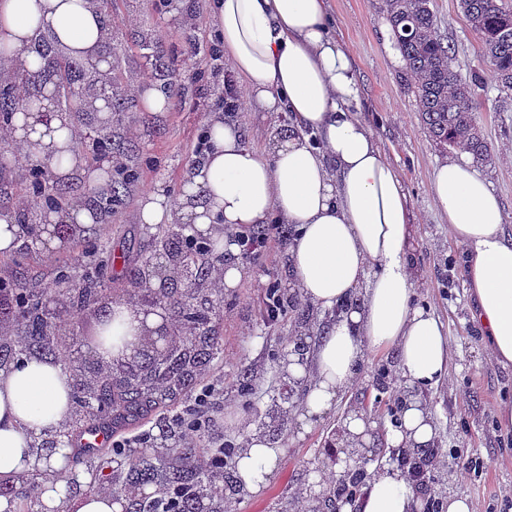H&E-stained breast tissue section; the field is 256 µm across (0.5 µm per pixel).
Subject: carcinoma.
Instances as JSON below:
<instances>
[{"label": "carcinoma", "instance_id": "cac0c4a2", "mask_svg": "<svg viewBox=\"0 0 512 512\" xmlns=\"http://www.w3.org/2000/svg\"><path fill=\"white\" fill-rule=\"evenodd\" d=\"M387 21L401 53L405 75L413 82L420 106V116L430 137L443 150L458 149L483 161L490 154L474 113L476 98L483 90V77L478 73L462 75L455 65L454 45L441 34L433 9V0H383ZM470 29L477 35L481 53L493 70L499 90L512 94V8L503 0H459ZM35 52L45 61L40 77L26 69H16L7 82L0 81V124L7 125L17 105L16 89L31 88L46 82L57 91L61 107L72 110L69 118L88 133L80 149L86 165L93 169L105 153H112V124L99 128L89 103L105 79L119 89L114 110L123 112L127 78L121 67L103 74L93 59H76L63 54L53 39L42 35L34 40ZM137 179L134 168L122 164L110 176L107 187L99 192L98 206L112 212V202L126 192ZM41 177L31 170L11 182L9 198L30 200L25 210L0 203V215L9 214L19 226L14 256L27 255L39 239V210L33 203ZM63 243H76L96 237L98 243L86 254L82 265V284L62 294L60 304L74 310L101 309L97 329L85 336L93 349L106 347L103 330L114 321L112 308L103 303L112 292L105 270L112 265L100 233L94 228L75 224L58 225ZM145 235L150 254L135 262L121 292L127 299H140L147 307L163 303L168 316V343L161 349L153 337L137 338V354L133 358H112V366L86 370V358L77 348L71 330L57 323L55 309L45 291L21 275L0 281V307L7 306L11 321L0 319V334L10 335L18 326L21 336L0 341V368L16 364L36 353L53 354L59 349L71 352L69 376L73 387L75 416L72 427H81L83 418H101L116 424L145 419L170 408L187 397L200 377V371L221 357L219 329L223 323L224 287L213 281L211 263L221 258L224 229L216 228L209 241L190 237L177 224H147ZM284 306L297 312L298 324L310 329L313 315L300 307L298 296L284 301ZM241 449L223 443L210 449L218 458L207 471L197 466V448L184 444L176 431L160 430V449L149 456L136 453L123 470L105 486L90 485L101 495L123 500L124 512H222L224 499L243 493L237 473ZM395 464L427 467L428 451L423 448H397ZM371 474L353 471L339 482L319 493L311 512H325L338 497L359 498L366 493ZM26 478L0 483V498L15 505L14 512H51L30 492Z\"/></svg>", "mask_w": 512, "mask_h": 512}]
</instances>
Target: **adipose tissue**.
<instances>
[{"label": "adipose tissue", "mask_w": 512, "mask_h": 512, "mask_svg": "<svg viewBox=\"0 0 512 512\" xmlns=\"http://www.w3.org/2000/svg\"><path fill=\"white\" fill-rule=\"evenodd\" d=\"M224 57L245 85L251 103L287 112L295 127L318 138L276 142L261 152L244 140L239 122L215 121L211 149L177 199L152 192L141 219L167 224L173 217L203 231L267 223L279 216L295 225L289 255L303 296L324 310H340L322 329L312 368L290 363L293 377L309 378L306 415L326 411L357 379L368 352L395 351L411 386L437 383L448 372L450 349L438 318L413 303L408 262L409 197L397 168L382 154L368 124L354 112L359 87L351 53L327 29V0H216ZM97 0H0V45L27 69L42 33L73 58L93 55L104 35ZM77 129L60 118L36 126L20 145L32 160L67 151L57 175L80 165ZM432 191L462 246L473 318L486 337L489 357L512 367V233L489 182L462 158L438 165ZM360 306L346 302L359 285ZM71 379L61 363L32 358L0 369V478L44 466L63 468L62 450L35 447L34 437L56 430L72 409ZM427 407L408 400L392 445L432 443ZM282 448L250 439L238 459L246 488L262 491L283 460ZM412 492L402 472L374 477L359 512H411Z\"/></svg>", "instance_id": "ef3b65f1"}]
</instances>
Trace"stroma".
<instances>
[{"mask_svg": "<svg viewBox=\"0 0 512 512\" xmlns=\"http://www.w3.org/2000/svg\"><path fill=\"white\" fill-rule=\"evenodd\" d=\"M152 0H121L118 19L112 24V49L130 84L152 82L154 69L147 64L138 44L143 33L161 43L163 64L175 70L179 85H210L206 63L188 58L184 29L177 12L159 14ZM440 30L455 46L456 66L462 74L483 73L489 85L475 103V116L490 146L487 160L475 163V171L485 178L500 198L504 222L512 230V97L492 85L490 64L480 44L458 9V0H433ZM328 26L351 51L360 88L361 117L371 127L385 158L396 166L404 182L411 209V266L415 279L414 300L440 320L448 337L451 358L448 374L439 383L424 388L431 408L438 447L467 449L484 460L480 477L461 481L452 473L436 475V490L446 496L467 497L487 507L512 498V432L498 418L501 404L512 403V369L498 366L485 353L480 327L473 320L474 303L462 268V248L448 232V218L438 208L431 189L434 168L449 158L423 125L419 104L402 69L404 62L386 21L381 0H329ZM242 122L248 144L269 151L271 130H286L284 112H263L242 106ZM220 113L215 101L184 100L161 112L149 110L140 96H133L131 108L114 124L117 141L123 143L138 179L122 200L113 203L111 215L97 220L111 251L137 260L146 249L139 200L143 193L160 191L169 198L179 196L193 163L192 145ZM289 240L272 239L265 255L257 260L226 254V261L240 265L242 277L237 287L224 293L223 359L214 365L208 381L223 384L215 397V410L222 416L211 432V440L234 437L245 444L252 436L274 441L286 448L287 460L277 468L260 494L236 497L235 512H299L301 503L329 488L336 475L323 466L328 444L340 441L349 412L369 411L376 396L373 374L376 368L391 365V352L369 354L357 383L337 397L322 415L298 416L307 383L293 387L294 416L287 421L267 420L270 396L279 388L287 370L273 364L272 352L291 349L295 314L287 312L269 321L263 298L270 283L287 292H296L288 254ZM72 245L56 247L34 243L29 257L21 259L19 271L38 274L43 283L54 280L59 262L68 260ZM254 376L253 395L242 394L245 372ZM472 396L462 400L460 392Z\"/></svg>", "mask_w": 512, "mask_h": 512, "instance_id": "35a3bbf8", "label": "stroma"}]
</instances>
